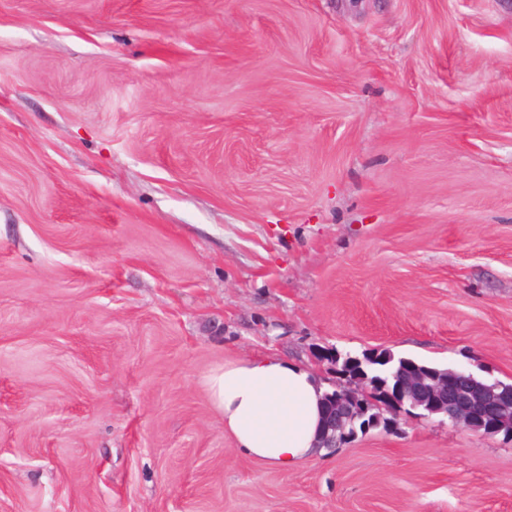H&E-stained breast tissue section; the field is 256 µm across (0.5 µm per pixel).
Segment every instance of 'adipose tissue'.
<instances>
[{"instance_id":"1","label":"adipose tissue","mask_w":512,"mask_h":512,"mask_svg":"<svg viewBox=\"0 0 512 512\" xmlns=\"http://www.w3.org/2000/svg\"><path fill=\"white\" fill-rule=\"evenodd\" d=\"M237 448L274 467H298L316 451L324 394L303 366L266 354L225 362L205 378Z\"/></svg>"}]
</instances>
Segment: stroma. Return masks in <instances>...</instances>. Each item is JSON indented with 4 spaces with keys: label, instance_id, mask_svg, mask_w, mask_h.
Returning <instances> with one entry per match:
<instances>
[{
    "label": "stroma",
    "instance_id": "1",
    "mask_svg": "<svg viewBox=\"0 0 512 512\" xmlns=\"http://www.w3.org/2000/svg\"><path fill=\"white\" fill-rule=\"evenodd\" d=\"M512 384V0H0V512H512L401 415L282 470L204 385ZM340 354L342 355L341 362L343 361L344 358L348 357L347 368H349L351 377H366V384L370 385L371 389L376 392L380 388L378 385V382L382 381L380 378L386 379L388 384L391 385L393 381L392 376L397 370H400L402 368L405 370L420 369L422 371L429 369L440 372L448 370L447 368H438L427 366L424 364H419L409 358L400 357L395 359V356L392 353L384 351H382L376 358L367 355L366 357L362 356L361 361L355 359L354 357L356 356L351 355L350 352ZM379 394L380 392H377V395Z\"/></svg>",
    "mask_w": 512,
    "mask_h": 512
}]
</instances>
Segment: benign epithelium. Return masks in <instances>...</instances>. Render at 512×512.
Instances as JSON below:
<instances>
[{"label":"benign epithelium","mask_w":512,"mask_h":512,"mask_svg":"<svg viewBox=\"0 0 512 512\" xmlns=\"http://www.w3.org/2000/svg\"><path fill=\"white\" fill-rule=\"evenodd\" d=\"M343 379L325 392L319 447L334 448L357 432L390 428L405 407L419 409L421 417L439 416L452 425H463L485 433L506 432L512 428V397L497 388L477 390L465 378L466 372L454 370L440 378L422 374L396 380L383 399L390 417L372 413L377 401L369 397L362 383L351 381L343 369Z\"/></svg>","instance_id":"benign-epithelium-1"}]
</instances>
